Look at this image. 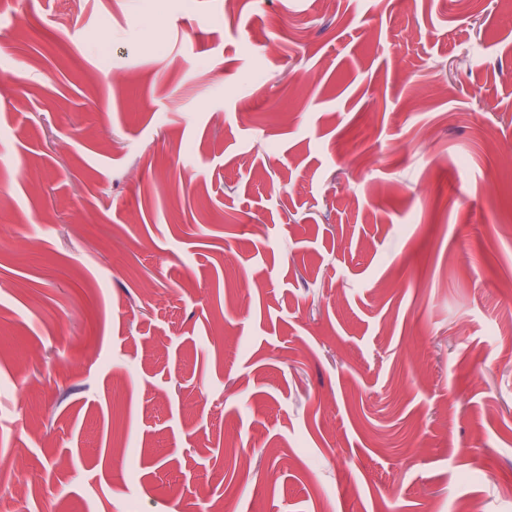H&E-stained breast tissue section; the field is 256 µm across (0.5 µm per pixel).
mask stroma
I'll list each match as a JSON object with an SVG mask.
<instances>
[{"instance_id": "obj_1", "label": "stroma", "mask_w": 512, "mask_h": 512, "mask_svg": "<svg viewBox=\"0 0 512 512\" xmlns=\"http://www.w3.org/2000/svg\"><path fill=\"white\" fill-rule=\"evenodd\" d=\"M224 3L0 0V512H512V0Z\"/></svg>"}]
</instances>
